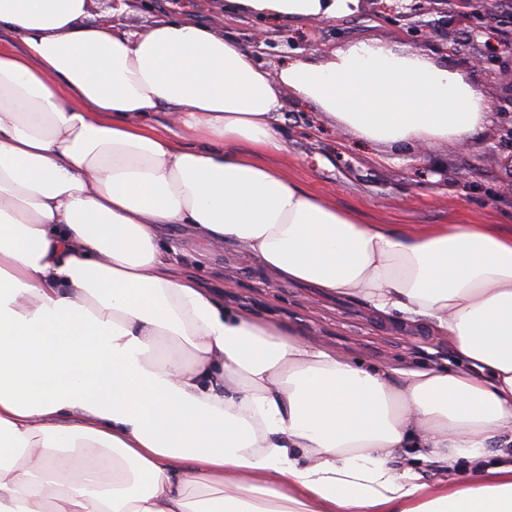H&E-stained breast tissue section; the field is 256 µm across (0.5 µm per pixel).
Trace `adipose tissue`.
Wrapping results in <instances>:
<instances>
[{
	"label": "adipose tissue",
	"instance_id": "1",
	"mask_svg": "<svg viewBox=\"0 0 512 512\" xmlns=\"http://www.w3.org/2000/svg\"><path fill=\"white\" fill-rule=\"evenodd\" d=\"M91 5L0 0V512H512V226L367 224L275 162L282 91L368 141L463 145L474 81L367 41L272 73L191 17L134 33ZM167 224L425 326L459 367H364L227 308Z\"/></svg>",
	"mask_w": 512,
	"mask_h": 512
}]
</instances>
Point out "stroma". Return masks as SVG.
I'll use <instances>...</instances> for the list:
<instances>
[{"mask_svg": "<svg viewBox=\"0 0 512 512\" xmlns=\"http://www.w3.org/2000/svg\"><path fill=\"white\" fill-rule=\"evenodd\" d=\"M395 0H361L349 16L314 21L260 19L222 14L217 0H154L152 12L128 14L129 30L195 11L225 33L254 47L259 61L278 70L297 57L322 59L359 40L400 44L439 54L441 62L461 70L494 104L487 124L472 138L469 150L452 143L428 148L389 146L356 137L327 114L283 94L285 152L278 161L290 177L338 207L357 211L370 224L410 226L444 224L461 216L473 223L512 225V87L488 78L494 56L512 43V19L486 20L479 35L440 14L403 17ZM275 40V47L255 45L256 33ZM458 44L443 55V42ZM481 52L486 67L474 66ZM167 235L183 264L204 287L220 294L227 307L296 332L305 340L348 356L366 366L403 370L450 361L447 342L410 325L394 329L361 304L297 283H274L270 273L234 248L214 247L194 236L188 225L170 226Z\"/></svg>", "mask_w": 512, "mask_h": 512, "instance_id": "obj_1", "label": "stroma"}]
</instances>
